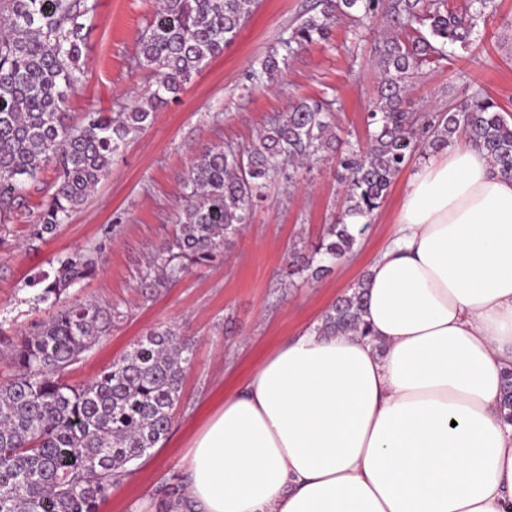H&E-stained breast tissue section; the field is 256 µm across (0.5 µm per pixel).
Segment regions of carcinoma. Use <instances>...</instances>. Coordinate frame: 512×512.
<instances>
[{"label": "carcinoma", "mask_w": 512, "mask_h": 512, "mask_svg": "<svg viewBox=\"0 0 512 512\" xmlns=\"http://www.w3.org/2000/svg\"><path fill=\"white\" fill-rule=\"evenodd\" d=\"M257 0H156L153 18L138 41L137 64L155 81L119 112L90 109L75 121L71 98L82 89L87 49L84 19L98 0H0V223L8 220L27 185L49 166L54 192L39 211L32 235L45 239L82 207L109 176L122 149L224 50L251 16ZM495 0H468L469 19L445 0H316L300 23L285 29L247 76L250 85H273L298 50L328 37L340 17L365 21L383 14L404 37L380 51L381 81L366 115L369 144L342 153L345 207L337 221L292 252L287 275L318 276L352 252L357 235L346 219L377 210L395 179L418 153L448 146L458 133L500 174L512 177V116L480 89L445 112L414 115L403 108L411 78L425 63L447 59L446 46L467 48L474 20ZM336 100L296 98L271 118L246 148L205 145L195 150L176 214L178 229L152 257L146 279L164 288L191 265L250 223L268 183H295V168L335 151ZM54 275L34 279L39 299L57 303L92 276L98 257L75 250L57 260ZM364 292L341 296L326 312L320 332H361ZM112 324V308L96 302L64 306L28 335L0 338L12 373L0 380V512H98L127 464L166 435L180 398L192 350L178 329L149 332L91 382L73 387L63 372ZM156 512H183L181 482L158 490Z\"/></svg>", "instance_id": "cac0c4a2"}]
</instances>
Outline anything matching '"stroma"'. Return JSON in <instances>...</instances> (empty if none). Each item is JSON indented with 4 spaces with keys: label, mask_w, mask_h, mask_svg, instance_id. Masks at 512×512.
<instances>
[{
    "label": "stroma",
    "mask_w": 512,
    "mask_h": 512,
    "mask_svg": "<svg viewBox=\"0 0 512 512\" xmlns=\"http://www.w3.org/2000/svg\"><path fill=\"white\" fill-rule=\"evenodd\" d=\"M154 6L155 0H98L86 21L87 80L70 101L72 117L130 101L151 84L149 70L136 64V49ZM307 7V0H260L223 53L129 141L110 175L54 236L30 237L54 190L50 168L29 187L8 223L0 224V330L9 336L36 331L58 311L30 287L34 275L52 272L58 258L72 251L101 250L97 274L70 288L64 303L97 300L112 305L116 315L108 333L65 373L66 383L92 381L160 327H178L191 343L192 363L166 436L131 463L129 475L111 487L99 512H143L161 485L186 478L190 441L225 397L238 391L285 338L321 323L336 298L367 273L394 232L407 181L427 161L423 155L413 158L368 220L353 255L320 279L288 285L281 272L293 247L314 242L343 208L340 170L333 160L298 170L294 187L270 182L251 224L205 265L165 288L141 287L149 252L176 229L182 181L196 147L249 146L269 118L286 111L295 98L323 95L338 101V149L367 144L365 117L379 84L375 58L391 25L387 18L362 27L341 18L326 40L289 58L274 87L244 88L246 72ZM476 87L512 112V0H496L495 11L477 21L469 48L449 47L441 66L419 69L404 106L410 112L440 111Z\"/></svg>",
    "instance_id": "stroma-1"
}]
</instances>
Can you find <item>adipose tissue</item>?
<instances>
[{
    "label": "adipose tissue",
    "mask_w": 512,
    "mask_h": 512,
    "mask_svg": "<svg viewBox=\"0 0 512 512\" xmlns=\"http://www.w3.org/2000/svg\"><path fill=\"white\" fill-rule=\"evenodd\" d=\"M364 288L368 335L286 339L194 436L197 512H512V178L418 169Z\"/></svg>",
    "instance_id": "adipose-tissue-1"
}]
</instances>
